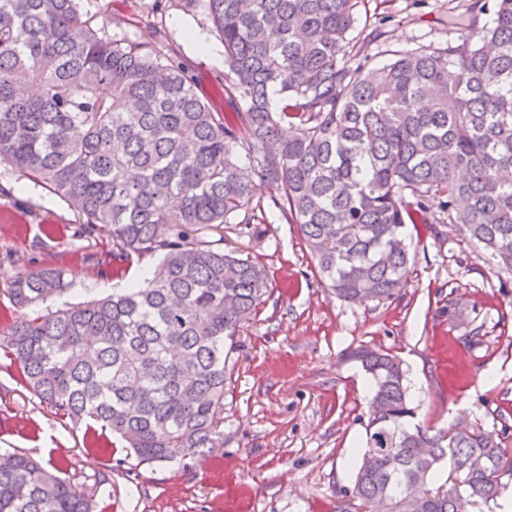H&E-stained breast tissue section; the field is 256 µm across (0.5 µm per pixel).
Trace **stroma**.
Returning a JSON list of instances; mask_svg holds the SVG:
<instances>
[{"mask_svg": "<svg viewBox=\"0 0 512 512\" xmlns=\"http://www.w3.org/2000/svg\"><path fill=\"white\" fill-rule=\"evenodd\" d=\"M148 0H82L94 27L121 19V34L141 39ZM448 0H355L352 38L366 67L389 52L448 38ZM161 21L169 47L199 74H224V45L202 10L170 0ZM383 39H376L377 31ZM260 235L213 227L207 239L256 258L268 292L239 331L228 363L224 445L186 472L174 464L138 465L110 433L76 425L41 404L0 353V454H32L62 475L111 470L97 512H336L347 506L367 420L370 382L348 351L367 346L396 355L406 373L416 421L500 435L512 427V271L472 241L463 224L419 230L412 239L409 286L394 302H344L325 288L297 225L268 214ZM76 214L57 195L0 168V331L22 312L3 290L19 269L60 268L69 290L50 308L104 297L140 280L151 258L122 275L100 277L88 261L106 240L79 235ZM478 330L480 342L467 341Z\"/></svg>", "mask_w": 512, "mask_h": 512, "instance_id": "1", "label": "stroma"}]
</instances>
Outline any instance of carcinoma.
<instances>
[{"mask_svg": "<svg viewBox=\"0 0 512 512\" xmlns=\"http://www.w3.org/2000/svg\"><path fill=\"white\" fill-rule=\"evenodd\" d=\"M179 2L220 35L224 78L205 82L150 19L132 41L93 28L79 0H0V165L108 240L97 268L158 256L143 281L56 310L44 304L69 290L65 272L17 271L6 292L32 315L0 350L55 414L101 424L139 465L191 471L224 447L226 360L267 272L190 230L257 233L254 183L346 302L402 296L409 224H467L512 270V0L489 23L488 5L466 0L442 46L371 69L341 62L352 0ZM349 357L371 382L354 508L384 494L391 512H456L448 490L421 491L450 454L473 502L501 495L506 437L423 428L393 355ZM110 485V469L63 478L26 452L0 455V512H96Z\"/></svg>", "mask_w": 512, "mask_h": 512, "instance_id": "obj_1", "label": "carcinoma"}]
</instances>
